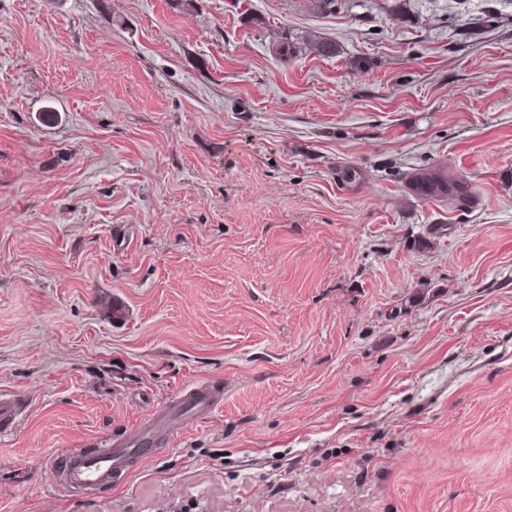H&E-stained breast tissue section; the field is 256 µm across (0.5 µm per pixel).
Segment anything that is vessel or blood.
I'll return each mask as SVG.
<instances>
[{"mask_svg":"<svg viewBox=\"0 0 512 512\" xmlns=\"http://www.w3.org/2000/svg\"><path fill=\"white\" fill-rule=\"evenodd\" d=\"M220 389L207 385H192L175 400L161 406L152 418L141 423L120 440L108 444L102 451L88 453L84 443H77L68 452V461L61 474L63 483L73 489L98 487L112 479L113 472L124 468L130 456L148 459L150 444L159 433L171 430V421L178 411L198 416L212 414L222 403Z\"/></svg>","mask_w":512,"mask_h":512,"instance_id":"1","label":"vessel or blood"}]
</instances>
